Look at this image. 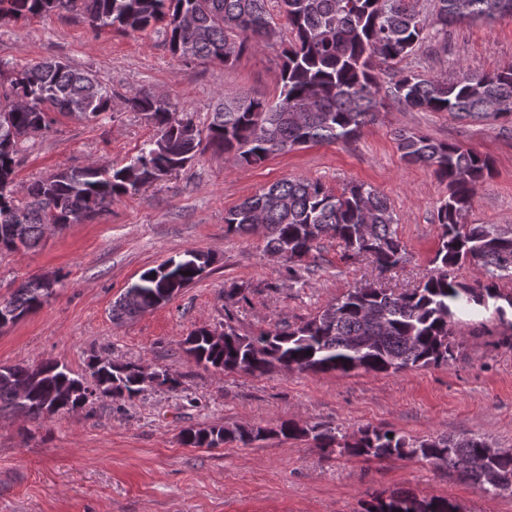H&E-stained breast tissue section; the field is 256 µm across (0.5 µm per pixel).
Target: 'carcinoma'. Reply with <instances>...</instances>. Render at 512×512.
Instances as JSON below:
<instances>
[{"instance_id":"obj_1","label":"carcinoma","mask_w":512,"mask_h":512,"mask_svg":"<svg viewBox=\"0 0 512 512\" xmlns=\"http://www.w3.org/2000/svg\"><path fill=\"white\" fill-rule=\"evenodd\" d=\"M270 0H0V20L52 12H75L95 29L129 33L163 24L172 55L185 63L219 61L229 66L248 49L281 35L273 25ZM290 39L283 50L278 96L221 99L209 123L199 128L194 115L165 97L139 92L125 104L157 127L126 166L92 162L65 168L32 183L28 201L16 199L14 183L22 142L52 123L50 113L98 117L112 106V92L97 78L51 60L20 70L0 83V251L32 247L47 229L93 219L115 197L133 195L156 180L157 172L183 168L208 148L236 164L258 165L267 158L310 143H336L357 137L375 116L381 90L376 68L397 63L425 42L415 0H278ZM436 36L447 42L448 28L474 21L512 17V0H432ZM388 94L406 108L450 112L461 118L512 116V67L493 73L463 72L453 79L407 74ZM398 150L411 164L434 168L448 197L436 209L441 229L434 269L419 285L393 292L367 280L351 288L315 316L283 324L258 336H242L231 325L224 342H213L200 328L180 349L196 363L224 372L261 376L274 369L327 373L364 370L396 374L448 363L455 355V329L461 320L452 304L464 301L492 312L499 321L512 309V226L467 224L474 191L491 176L492 161L461 143L436 141L400 131ZM227 231L253 234L263 224L265 250L287 255L288 277L305 283L314 273L307 263L325 237L339 241L343 259L365 257L379 273L406 260L394 228L389 199L363 183L339 193L320 181L298 178L276 182L224 214ZM212 264L191 251L142 272L112 306V318L147 312L194 283ZM474 266L479 276L457 279ZM54 284L32 277L0 304L23 316L51 297ZM100 398L132 400L145 390L140 365L108 359L92 366ZM83 406L80 379L56 362L0 366V415L18 413L41 420ZM267 436L312 439L315 448H340L366 459L420 458L462 473L487 495L512 494V450L479 434L463 440L440 435L413 440L378 427L353 435L323 425L283 421L274 427L186 428L181 441L193 448L216 443L243 447ZM365 512H454L448 500L419 498L397 491L368 504Z\"/></svg>"}]
</instances>
